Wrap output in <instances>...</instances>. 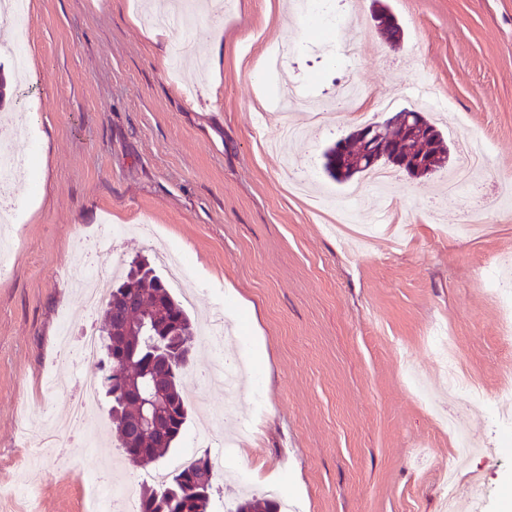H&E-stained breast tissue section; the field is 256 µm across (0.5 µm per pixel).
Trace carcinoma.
Returning a JSON list of instances; mask_svg holds the SVG:
<instances>
[{
  "mask_svg": "<svg viewBox=\"0 0 512 512\" xmlns=\"http://www.w3.org/2000/svg\"><path fill=\"white\" fill-rule=\"evenodd\" d=\"M379 13L384 17L378 25L380 32L390 43L397 44L401 31L394 16L384 7ZM428 127L436 131L439 144L425 140L418 144L416 155L433 173L448 163V147L442 132L432 123ZM356 151L354 143L336 142L325 153L329 176L343 182L388 165L382 159L366 162L353 171L349 158ZM101 310L102 363L108 367L101 387L111 397L109 414L115 424V447L129 464L145 471L158 466L185 430L190 406L182 375L189 364L174 354V348L183 344L194 347L195 327L156 269L137 261L112 282ZM148 357L152 358L151 379L164 392L165 403L153 425L144 430L140 426L136 379ZM217 490V472L210 458L201 456L168 474L161 485L142 483L139 512H209ZM229 512H280V505L274 499L253 494L235 498Z\"/></svg>",
  "mask_w": 512,
  "mask_h": 512,
  "instance_id": "1",
  "label": "carcinoma"
}]
</instances>
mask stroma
Wrapping results in <instances>:
<instances>
[{"label":"stroma","mask_w":512,"mask_h":512,"mask_svg":"<svg viewBox=\"0 0 512 512\" xmlns=\"http://www.w3.org/2000/svg\"><path fill=\"white\" fill-rule=\"evenodd\" d=\"M143 2L30 0L25 28L0 25V46L22 43L29 57L12 108L39 111L14 143L32 154V177L12 189L15 246L0 276V485L30 480L37 498L0 502V512H84L83 474L103 464L137 475L114 447L52 448L31 465L22 428L39 412L64 419L81 377L96 371L60 345L65 326L100 318L84 313L72 276L92 265L109 277L160 246L185 259L192 317L223 305L224 353L244 363L234 395L200 384L215 357L197 336L185 391L222 411L225 427L250 419L252 432L234 456L217 446L196 456L246 468L254 490L276 484L299 512H442L462 431L487 452L461 463L456 498L471 497L477 474L485 512H512V452L488 454L502 425L473 422L475 397L494 403L512 380V350L499 343L505 310L486 275L512 256V0H332L300 28L290 0H224L158 39L130 21ZM379 3L402 29L400 46L371 18ZM344 35L354 55L337 52ZM285 40L297 51L281 71H256ZM422 79L446 106L429 118L449 165L462 129L489 144L494 165L449 198L441 170H394L387 193L362 175L334 181L325 151L360 114L381 122L415 107L408 87ZM285 82L324 102L350 82L360 98L286 141L281 123L307 127L308 112L261 124L256 100ZM300 169L311 173L303 191ZM103 224L127 233L115 249L86 247ZM460 224L473 232L454 233ZM437 324L455 340L468 388L448 386L430 346ZM49 373L64 380L51 395L40 383ZM210 410L193 413L179 450Z\"/></svg>","instance_id":"obj_1"}]
</instances>
